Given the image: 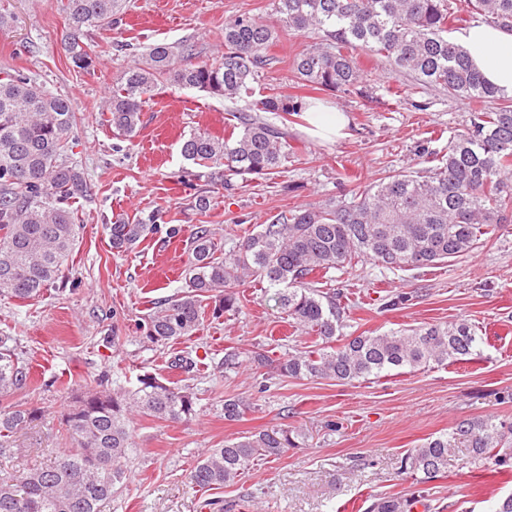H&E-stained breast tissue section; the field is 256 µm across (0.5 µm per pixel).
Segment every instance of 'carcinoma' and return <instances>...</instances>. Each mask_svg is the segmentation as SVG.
<instances>
[{
    "label": "carcinoma",
    "instance_id": "1",
    "mask_svg": "<svg viewBox=\"0 0 512 512\" xmlns=\"http://www.w3.org/2000/svg\"><path fill=\"white\" fill-rule=\"evenodd\" d=\"M127 0H66L65 51L72 66L91 70L97 56L85 38L112 27ZM468 13L512 28V0H464ZM276 20L241 14L224 24V53L193 62V46L155 43L112 86L105 110L110 125L132 138L143 104L157 90L197 89L243 103L237 134L222 138L195 132L181 146L195 165L219 169L221 186L231 177L265 178L281 172L296 154L288 134L253 116L308 111L305 96L271 93L252 99L254 83L275 63L269 54L279 33H312L317 41L293 59L297 84L320 91H348L362 79L360 58H384L392 72L422 87L482 104L466 128L448 139L440 156L422 149L425 175L388 174L349 197L308 204L277 216L241 238L228 251L215 229L196 224L187 237L186 291L158 303L144 318L147 342L165 347L199 330L211 314L239 311L237 288L258 280L297 330L321 339L312 350L296 349L272 363L258 351L225 349L224 368L274 365L281 376L352 382L481 358L475 329L460 322L343 335L338 293L323 290L333 273L371 260L387 270L406 271L446 264L497 236L512 223V95L485 80L466 52L449 36L460 18L448 0H273ZM76 114L71 100L29 76L0 77V296L35 300L62 273L79 239L80 225L69 201L87 192L83 173L63 153ZM159 212L134 224H108L112 249L127 252L157 229ZM0 336V447L38 419V410L5 403L28 387L26 364ZM193 389L172 387L146 372L136 388L88 390L62 414L69 447L54 462L33 468L14 483L0 482V512H101L102 504L128 479L135 453L134 417L181 423L196 415ZM249 405L224 400V420H240ZM307 435L274 425L250 436L205 449L188 473L200 490L231 484L259 459L278 458ZM469 449L470 463L512 471V425L493 418L463 420L410 449L402 471L419 486L410 496L381 495L367 512L429 510L421 486L448 468L451 451Z\"/></svg>",
    "mask_w": 512,
    "mask_h": 512
}]
</instances>
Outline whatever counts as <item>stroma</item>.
<instances>
[{
    "mask_svg": "<svg viewBox=\"0 0 512 512\" xmlns=\"http://www.w3.org/2000/svg\"><path fill=\"white\" fill-rule=\"evenodd\" d=\"M272 3L129 0L119 24L89 32L98 64L80 72L61 46L64 0H0V9L16 16L12 28L0 31V68L72 100L77 124L66 157L88 185L73 204L83 229L62 278L36 300L0 297V336L12 337L31 368L29 387L14 400L41 411L14 436L11 450L0 449V478L18 477L61 452L62 414L75 384L132 389L145 372L193 388L200 413L177 424L135 421L129 480L104 512H365L377 496L414 492L400 465L426 438L463 420L492 416L512 424V223L460 260L406 272L366 261L337 274L334 283L349 310L344 335L464 321L483 339L476 362L347 383L279 376L268 368L225 371V348L262 349L278 359L295 345L292 328L258 282L239 287L238 313L205 318L191 338L165 348L143 342L144 315L185 289L184 235L193 225H212L228 248L278 214L393 171L418 170L422 146L445 150L473 108L410 77L390 75L383 60L366 59L360 90L316 94L345 113L342 137L319 140L305 132V120L261 113V120L287 132L295 158L283 173L247 183L236 178L218 191L205 176L189 187L181 183L188 163L180 146L195 131L223 135L238 103L169 87L144 104L133 138L112 129L104 100L116 76L147 46L184 41L193 45L196 61L212 60L224 49L225 21L243 13L271 17ZM313 40L282 32L271 49L277 63L256 84V95L298 93L292 62ZM116 41L127 43L128 51H115ZM209 192L211 209L197 211L195 196ZM154 210L165 225L181 226L182 236L160 232L132 251L113 253L106 224ZM398 295L403 302L396 310H382V299ZM178 355L192 358L189 371L171 368ZM231 397L253 404L237 422L224 419ZM280 424L302 428L305 443L256 461L233 484L191 488L187 474L204 449ZM511 493L512 473L472 468L465 448L456 449L445 473L426 486L429 512H491Z\"/></svg>",
    "mask_w": 512,
    "mask_h": 512,
    "instance_id": "stroma-1",
    "label": "stroma"
}]
</instances>
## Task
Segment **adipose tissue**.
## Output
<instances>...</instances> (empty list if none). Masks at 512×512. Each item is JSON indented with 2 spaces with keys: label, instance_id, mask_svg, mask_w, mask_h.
<instances>
[{
  "label": "adipose tissue",
  "instance_id": "ef3b65f1",
  "mask_svg": "<svg viewBox=\"0 0 512 512\" xmlns=\"http://www.w3.org/2000/svg\"><path fill=\"white\" fill-rule=\"evenodd\" d=\"M457 41L487 81L512 93V29L477 24L460 32Z\"/></svg>",
  "mask_w": 512,
  "mask_h": 512
}]
</instances>
